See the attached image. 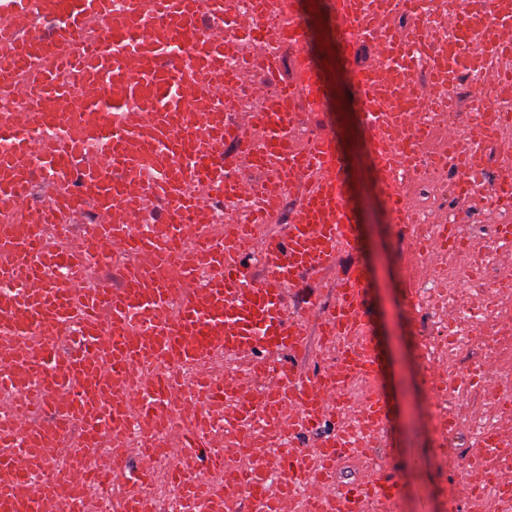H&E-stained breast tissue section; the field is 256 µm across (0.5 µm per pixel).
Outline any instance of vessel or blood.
<instances>
[{
  "instance_id": "b4317fda",
  "label": "vessel or blood",
  "mask_w": 512,
  "mask_h": 512,
  "mask_svg": "<svg viewBox=\"0 0 512 512\" xmlns=\"http://www.w3.org/2000/svg\"><path fill=\"white\" fill-rule=\"evenodd\" d=\"M247 2L0 0V90L16 105L0 115V512H77L92 481L107 512H156L161 480L180 488L182 512H364L369 500L398 512L402 487L381 474L336 484L339 461L369 458L392 420L383 358L365 335V268L337 277L331 308L312 291L303 316L288 315L292 288L334 274L359 246L337 141L302 145L290 132L295 113L322 111L328 87L298 0ZM332 11L345 43L374 49L356 73L369 153L391 185V223L412 225L395 171L426 139L427 113L456 104L461 78L512 55L511 40L484 37L487 24L512 27V0H484L479 14L471 0H332ZM270 16L277 37L259 54ZM285 46L297 62L282 94L247 123L231 119L240 89L225 56L268 77ZM62 71L81 89L62 85ZM229 144L262 180L237 173ZM489 146H461L448 127L436 160L476 195L473 160ZM44 178L56 183L40 203L53 250L38 246L25 211ZM289 195L292 222L269 233ZM237 201L248 223L216 230L213 214ZM87 213L92 251L70 244ZM411 235L413 269L432 279L458 241L447 224ZM333 348L334 364L303 370ZM423 370L433 387L506 386L498 364L453 375L441 355ZM285 446L294 461L281 467L272 451ZM511 447L512 425H494L453 493L470 498L486 483L511 493ZM186 457L187 475L176 465Z\"/></svg>"
}]
</instances>
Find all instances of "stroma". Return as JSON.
<instances>
[{
    "label": "stroma",
    "instance_id": "1",
    "mask_svg": "<svg viewBox=\"0 0 512 512\" xmlns=\"http://www.w3.org/2000/svg\"><path fill=\"white\" fill-rule=\"evenodd\" d=\"M373 59L371 47L359 45L337 56L341 103L352 116L350 144L343 153L348 171L358 172L350 182L351 203L358 216L360 247L344 254L340 270L355 264L368 269L366 300L370 310V334L385 358L381 384L394 402L388 444L382 448L383 475L394 478L404 489L403 512H445L440 492L458 476L456 462L468 456L472 444L465 429L475 421H492V406L481 391L460 413L463 433L449 439L447 452H440L426 414V387L420 374L417 345L425 334L427 312H413L409 302L408 240L403 225L390 223L380 205L381 192L370 165L367 130L352 73Z\"/></svg>",
    "mask_w": 512,
    "mask_h": 512
}]
</instances>
